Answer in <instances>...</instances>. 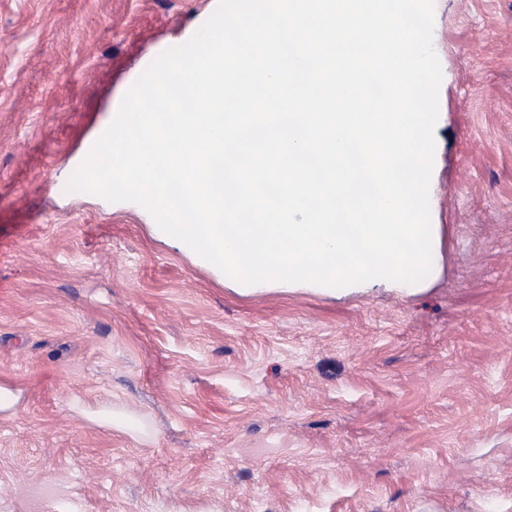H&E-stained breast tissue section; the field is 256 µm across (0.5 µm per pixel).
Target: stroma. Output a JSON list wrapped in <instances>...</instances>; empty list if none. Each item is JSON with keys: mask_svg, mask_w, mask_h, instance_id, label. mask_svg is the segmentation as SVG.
I'll return each instance as SVG.
<instances>
[{"mask_svg": "<svg viewBox=\"0 0 512 512\" xmlns=\"http://www.w3.org/2000/svg\"><path fill=\"white\" fill-rule=\"evenodd\" d=\"M217 6L0 0V512H512V0H434L437 233L406 293L246 292L67 192Z\"/></svg>", "mask_w": 512, "mask_h": 512, "instance_id": "obj_1", "label": "stroma"}]
</instances>
